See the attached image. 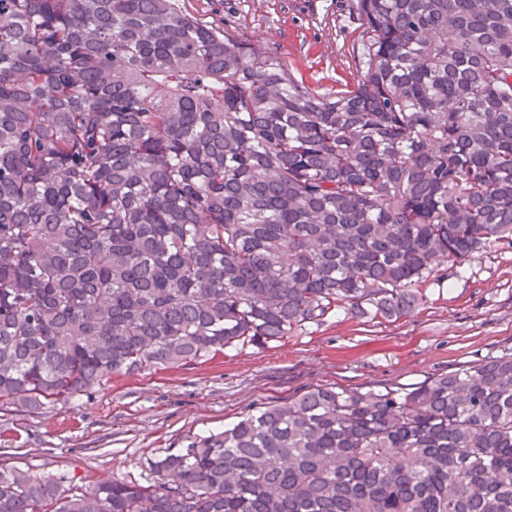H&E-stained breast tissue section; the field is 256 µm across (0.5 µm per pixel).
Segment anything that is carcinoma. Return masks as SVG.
Segmentation results:
<instances>
[{"label": "carcinoma", "mask_w": 512, "mask_h": 512, "mask_svg": "<svg viewBox=\"0 0 512 512\" xmlns=\"http://www.w3.org/2000/svg\"><path fill=\"white\" fill-rule=\"evenodd\" d=\"M329 97L171 0H0V411L392 321L512 249V0H359ZM0 512H512V355L405 389L316 386Z\"/></svg>", "instance_id": "carcinoma-1"}]
</instances>
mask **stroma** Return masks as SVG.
<instances>
[{
	"label": "stroma",
	"mask_w": 512,
	"mask_h": 512,
	"mask_svg": "<svg viewBox=\"0 0 512 512\" xmlns=\"http://www.w3.org/2000/svg\"><path fill=\"white\" fill-rule=\"evenodd\" d=\"M239 44L278 55L292 79L329 96L365 71L358 0H175ZM427 302L395 321L329 315L260 349L206 362L119 374L91 394L0 415V465L66 485L152 481L150 459L189 436L223 429L272 399L317 385L380 390L512 351V249L476 254L429 285Z\"/></svg>",
	"instance_id": "1"
}]
</instances>
